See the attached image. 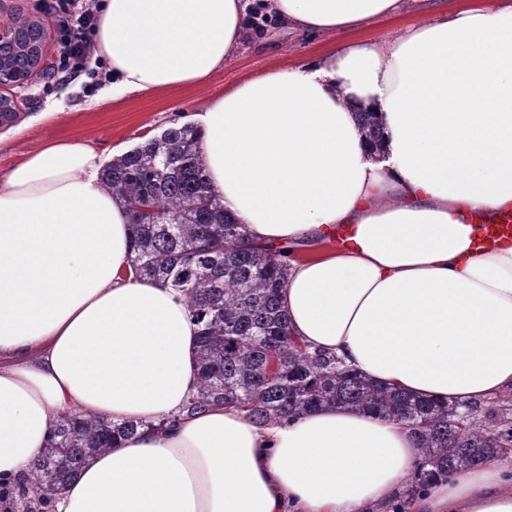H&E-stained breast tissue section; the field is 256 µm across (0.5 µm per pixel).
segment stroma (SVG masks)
Wrapping results in <instances>:
<instances>
[{
    "instance_id": "obj_1",
    "label": "stroma",
    "mask_w": 512,
    "mask_h": 512,
    "mask_svg": "<svg viewBox=\"0 0 512 512\" xmlns=\"http://www.w3.org/2000/svg\"><path fill=\"white\" fill-rule=\"evenodd\" d=\"M44 2L0 0L1 24L27 15L39 20L45 33L39 66L24 84L6 90L21 118L0 127V179L52 139L82 143L103 161H111L133 147L142 134L199 123L201 113L224 91L269 70L295 66L331 49L337 40L333 34L300 35L270 23L244 42L222 69L197 85L103 100L100 85L90 83L87 76L63 79L52 74L49 61L58 45Z\"/></svg>"
}]
</instances>
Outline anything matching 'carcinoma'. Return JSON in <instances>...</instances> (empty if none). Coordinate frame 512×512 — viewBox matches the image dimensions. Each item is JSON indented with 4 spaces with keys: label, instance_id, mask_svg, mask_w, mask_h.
<instances>
[{
    "label": "carcinoma",
    "instance_id": "obj_1",
    "mask_svg": "<svg viewBox=\"0 0 512 512\" xmlns=\"http://www.w3.org/2000/svg\"><path fill=\"white\" fill-rule=\"evenodd\" d=\"M13 28L17 49L5 64L22 65L18 79L24 80L43 53V41L30 34L43 28L28 16L16 17ZM360 121L369 139L379 140L378 118L363 112ZM140 139L105 165L103 185L130 216L133 277L180 293L198 327L199 385L189 409L234 405L264 427L339 405L407 426L417 439L418 465L399 497L375 512H407L409 499L435 481L512 448V418L482 424L476 406L461 410L409 396L295 340L279 306L295 255L250 239L224 209L208 182L202 129L173 125ZM145 427L84 416L58 422L30 473V484L42 492L41 512L96 455Z\"/></svg>",
    "mask_w": 512,
    "mask_h": 512
}]
</instances>
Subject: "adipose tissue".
Listing matches in <instances>:
<instances>
[{
  "label": "adipose tissue",
  "instance_id": "ef3b65f1",
  "mask_svg": "<svg viewBox=\"0 0 512 512\" xmlns=\"http://www.w3.org/2000/svg\"><path fill=\"white\" fill-rule=\"evenodd\" d=\"M423 0H102L95 53L112 96L197 84L258 11L331 50L243 81L201 117L224 206L290 250L293 336L401 390L478 404L512 390V242L475 247L512 210V0H449L381 43L352 39ZM375 112L372 146L355 115ZM87 146L52 141L0 183V478L28 477L73 414L147 426L68 481L55 512H374L416 441L327 407L264 428L196 391L183 299L125 277L126 210ZM414 512H512L499 454L432 485Z\"/></svg>",
  "mask_w": 512,
  "mask_h": 512
}]
</instances>
